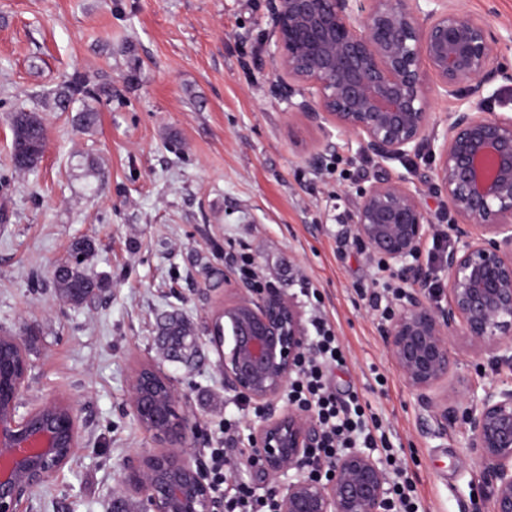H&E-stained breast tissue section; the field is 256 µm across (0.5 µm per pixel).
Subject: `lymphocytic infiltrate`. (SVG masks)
Here are the masks:
<instances>
[{
	"mask_svg": "<svg viewBox=\"0 0 512 512\" xmlns=\"http://www.w3.org/2000/svg\"><path fill=\"white\" fill-rule=\"evenodd\" d=\"M312 347L300 358L296 377L290 384L287 399L296 407L313 411L320 426V438L308 453L317 460H330L353 448L384 453L389 466H396L393 447L382 423L367 414L359 396L340 398L333 386L334 368L344 365L343 347L331 322L315 315ZM208 472L214 492L223 496L224 512H278L273 495H256L243 481H233L232 468L224 446L211 449Z\"/></svg>",
	"mask_w": 512,
	"mask_h": 512,
	"instance_id": "obj_1",
	"label": "lymphocytic infiltrate"
}]
</instances>
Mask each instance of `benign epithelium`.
<instances>
[{
    "label": "benign epithelium",
    "instance_id": "1",
    "mask_svg": "<svg viewBox=\"0 0 512 512\" xmlns=\"http://www.w3.org/2000/svg\"><path fill=\"white\" fill-rule=\"evenodd\" d=\"M268 0L279 72L277 91L311 124L330 121L357 135L380 161L438 151L430 181L455 217L458 244L439 264L448 302L431 298L436 269L421 256L432 220L421 191L404 178L380 176L360 192L350 219L355 238L409 290L397 300L382 339L434 436L460 428L469 458L488 488L489 512H512V114L481 111L485 90L512 83L498 62L500 40L456 0ZM457 101L438 134L426 76ZM23 360L14 392L0 393V512H21L26 495L50 483L78 448L72 408L57 401L24 415L17 396L29 363L20 336L0 334ZM505 374L479 383L451 382L453 343ZM211 343L224 387L267 407L283 396L307 343L300 306L276 288L239 282L212 316ZM130 405L160 449L129 468L124 495L140 512H216L207 475L187 448V417L174 382L143 365L130 382ZM314 416L299 409L269 415L253 428L258 470L280 512H387L388 477L373 456L353 449L330 463L308 457L318 439ZM322 467L325 481L308 476Z\"/></svg>",
    "mask_w": 512,
    "mask_h": 512
}]
</instances>
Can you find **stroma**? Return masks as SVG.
<instances>
[{
  "instance_id": "1",
  "label": "stroma",
  "mask_w": 512,
  "mask_h": 512,
  "mask_svg": "<svg viewBox=\"0 0 512 512\" xmlns=\"http://www.w3.org/2000/svg\"><path fill=\"white\" fill-rule=\"evenodd\" d=\"M274 51L267 0H0V333L27 338L19 414L58 399L79 428L77 454L21 512H112L128 459L156 446L129 404L145 363L179 389L189 448L207 456L229 422L237 441L225 452L239 459L259 420L225 391L210 328L239 279L224 258L242 250L303 314V281L318 289L347 351L336 390L382 421L420 512H475L485 496L460 429L433 437L390 361L369 305L381 275L346 230L381 172L419 188L447 230L429 181L437 160L425 150L381 163L356 135L302 119L276 90ZM76 74L98 97L57 109ZM87 104L99 112L89 130L76 122ZM18 111L39 113L47 133L22 173L11 162ZM78 239L91 241L86 269L107 287L73 305L54 271ZM166 313L196 337L192 363L160 348Z\"/></svg>"
}]
</instances>
